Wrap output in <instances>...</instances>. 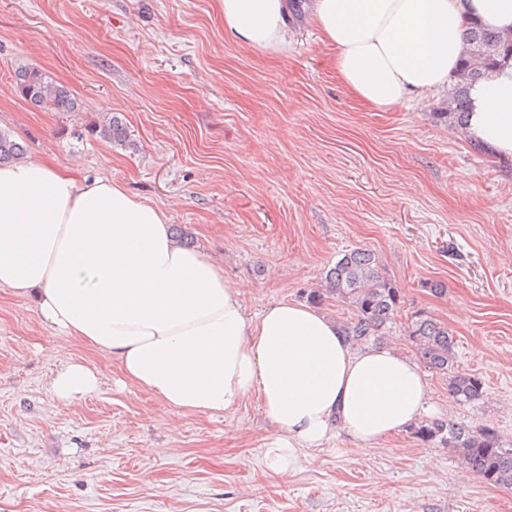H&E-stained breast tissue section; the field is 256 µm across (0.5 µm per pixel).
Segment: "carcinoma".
<instances>
[{"mask_svg":"<svg viewBox=\"0 0 512 512\" xmlns=\"http://www.w3.org/2000/svg\"><path fill=\"white\" fill-rule=\"evenodd\" d=\"M465 44L459 68L448 90V111L436 113L438 119L459 128L464 125L469 87L486 72L512 60V34L491 32L467 19ZM15 85L26 101L39 108L54 112L78 109L70 90L53 82L37 68L17 69ZM93 132L110 142H123L127 138L123 122L112 114L104 117ZM23 155V147L10 135L0 132V163L19 160ZM325 287L327 293L352 307L353 316L341 324V329L357 346L379 341L402 304L400 289L385 276L378 257L365 248L343 254L327 270ZM408 333L425 366L448 375V394L455 402L469 405L483 400V380L475 374L454 369L455 341L447 326L418 310L411 315ZM414 434L423 442L440 439L485 483L512 489V448L503 446L495 428L485 426L470 430L435 420L420 423Z\"/></svg>","mask_w":512,"mask_h":512,"instance_id":"carcinoma-1","label":"carcinoma"}]
</instances>
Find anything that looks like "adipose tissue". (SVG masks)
Instances as JSON below:
<instances>
[{
  "label": "adipose tissue",
  "mask_w": 512,
  "mask_h": 512,
  "mask_svg": "<svg viewBox=\"0 0 512 512\" xmlns=\"http://www.w3.org/2000/svg\"><path fill=\"white\" fill-rule=\"evenodd\" d=\"M220 2L237 41L287 52V0ZM307 9L336 50L342 85L382 111L448 88L465 19L512 31V0H309ZM469 99L468 140L512 159V65L474 84ZM0 287L35 296L41 322L116 359L130 383L179 414L258 398L274 425L265 447L278 472L335 430L376 443L431 408L425 373L397 347L355 348L302 303L248 318L223 268L178 244L163 209L112 180L81 183L37 160L0 167ZM101 379L72 362L52 390L73 402Z\"/></svg>",
  "instance_id": "1"
}]
</instances>
